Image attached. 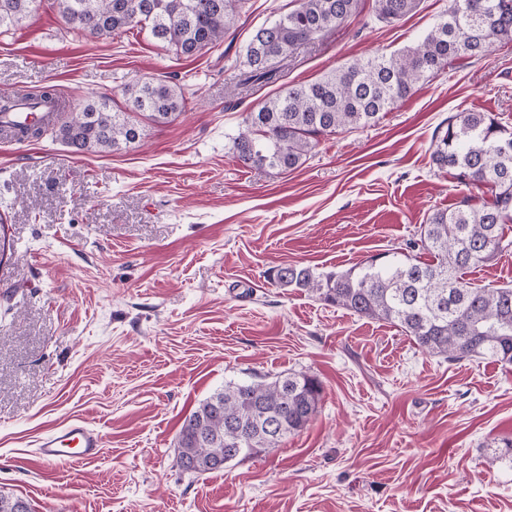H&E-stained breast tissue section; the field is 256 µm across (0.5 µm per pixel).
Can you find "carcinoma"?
<instances>
[{
  "label": "carcinoma",
  "mask_w": 512,
  "mask_h": 512,
  "mask_svg": "<svg viewBox=\"0 0 512 512\" xmlns=\"http://www.w3.org/2000/svg\"><path fill=\"white\" fill-rule=\"evenodd\" d=\"M419 0H372L375 17L391 23L415 10ZM242 0H56L77 36L118 35L137 26L193 58L224 40L238 22ZM361 0H298L297 8L258 28L235 68L242 87L283 80L288 59L319 35L358 13ZM36 0H0V34L18 27ZM512 42V0H448V9L419 41L361 62L344 63L308 84H285L247 114L233 138L246 167L290 172L304 164L319 139L377 122L463 59L482 58ZM126 109L109 99L60 116L66 102L52 87L37 93L0 95V132L17 141L50 131L76 153H107L142 138L131 119L147 113L167 123L185 107L184 92L165 79L137 80L123 87ZM432 162L452 171L465 189L455 206L436 210L421 226L420 243L431 260L382 253L342 271L281 264L269 273L277 287L307 291L360 317L390 323L423 351L448 362L493 358L512 364V287H472L467 270L500 254L505 226L512 224V128L487 112L467 109L448 117ZM487 187L491 197L470 193ZM323 387L306 373L270 381L235 383L202 400L181 424L177 464L207 474L222 463L260 456L302 431L316 415ZM280 428L268 437L267 417ZM0 512H32L27 501L0 492Z\"/></svg>",
  "instance_id": "1"
}]
</instances>
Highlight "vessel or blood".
I'll use <instances>...</instances> for the list:
<instances>
[{"label": "vessel or blood", "mask_w": 512, "mask_h": 512, "mask_svg": "<svg viewBox=\"0 0 512 512\" xmlns=\"http://www.w3.org/2000/svg\"><path fill=\"white\" fill-rule=\"evenodd\" d=\"M104 445L101 430L84 421H72L42 438L37 457L49 467L76 464L96 459Z\"/></svg>", "instance_id": "obj_1"}]
</instances>
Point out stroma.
<instances>
[{"label":"stroma","instance_id":"stroma-1","mask_svg":"<svg viewBox=\"0 0 512 512\" xmlns=\"http://www.w3.org/2000/svg\"><path fill=\"white\" fill-rule=\"evenodd\" d=\"M295 0H245L223 42L175 60L145 29L70 33L39 0L0 35V92L55 86L68 110L122 102L167 77L186 105L144 136L76 154L44 135L0 137V492L33 512H512V365L451 363L390 323L268 284V269L346 270L419 239L457 182L431 162L464 109L512 126V43L446 70L377 124L321 139L297 170L245 168L232 150L278 85L240 89L234 65ZM448 0L405 18L363 9L290 62L311 83L425 36ZM289 372L323 385L318 412L279 448L204 475L176 462L185 416L228 382ZM81 419L100 456L56 469L39 440Z\"/></svg>","mask_w":512,"mask_h":512}]
</instances>
